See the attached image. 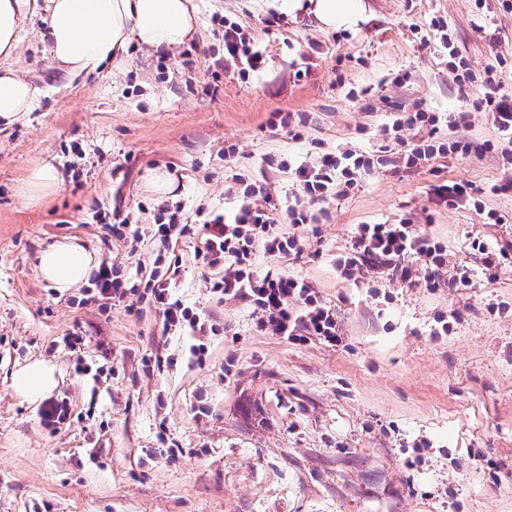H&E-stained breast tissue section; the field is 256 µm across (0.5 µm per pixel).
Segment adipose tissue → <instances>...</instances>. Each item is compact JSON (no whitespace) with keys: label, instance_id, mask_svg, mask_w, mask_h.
Segmentation results:
<instances>
[{"label":"adipose tissue","instance_id":"1","mask_svg":"<svg viewBox=\"0 0 512 512\" xmlns=\"http://www.w3.org/2000/svg\"><path fill=\"white\" fill-rule=\"evenodd\" d=\"M273 6L291 18L309 16L325 30L349 28L364 11L362 0H274ZM36 12L48 21L53 61L72 73L120 66L133 39L158 52L174 51L197 29L190 0H0V57L14 55L25 21ZM37 104L30 81L11 70L0 73V123L17 121ZM91 268V256L75 243L55 246L39 262L42 277L61 291L85 280ZM13 384L23 396L43 398L57 384L55 369L30 362L16 372Z\"/></svg>","mask_w":512,"mask_h":512}]
</instances>
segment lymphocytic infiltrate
I'll return each instance as SVG.
<instances>
[{
	"mask_svg": "<svg viewBox=\"0 0 512 512\" xmlns=\"http://www.w3.org/2000/svg\"><path fill=\"white\" fill-rule=\"evenodd\" d=\"M266 55L255 40L235 22L224 23V62L242 77L261 74ZM493 68H486L482 79H475L470 68H462L455 80L459 87L480 84L482 93L473 102L476 111L486 113L496 131L495 138L443 142L436 132L440 123L435 113L414 109L393 114L385 133L399 137L397 150L383 155L350 148L321 152L297 162L266 157V166L291 173L296 186L294 200L285 208H276L266 182L258 178H236L231 187L237 200L231 216L215 214L201 224L185 223L181 209L168 212L165 222L137 225L119 222L112 233L123 239L130 250H137L144 238L158 240L155 269L144 285L131 284L120 266L105 262L96 272L93 285L99 297L120 300L141 293L157 309L164 333H182L197 337L191 345L188 363H202L208 346L204 336L216 334L218 326L209 316L186 306L174 296L173 271L180 261L169 253L173 239L201 235L203 247L198 255L203 263L224 269L210 290L221 299L248 303L256 318V328L282 338L292 345L311 340L335 346L341 340L336 313L305 279L285 271L259 269L257 252L271 256H302L306 247L303 228L326 221L327 200L348 197L360 180L379 171L399 174L431 166L449 155L467 156L473 151L500 154L512 162V95L498 90ZM412 131V139H401L402 131ZM376 262L390 279L402 282L423 280L429 288H466L472 285L475 271L468 265L448 259V250L421 230L402 220L387 224L357 225L351 246L336 260V268L345 279H355L364 261Z\"/></svg>",
	"mask_w": 512,
	"mask_h": 512,
	"instance_id": "obj_1",
	"label": "lymphocytic infiltrate"
}]
</instances>
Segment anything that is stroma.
I'll return each mask as SVG.
<instances>
[{"mask_svg":"<svg viewBox=\"0 0 512 512\" xmlns=\"http://www.w3.org/2000/svg\"><path fill=\"white\" fill-rule=\"evenodd\" d=\"M350 29L293 21L269 0H192L198 31L177 52L130 41L122 69L72 75L48 53L47 22L35 15L0 71L25 76L37 107L0 125V512H512V266L479 273L472 241L512 243V192L479 206L435 204L436 179L476 187L512 183L500 155L447 159L439 173L377 174L310 233L302 257L257 253L318 287L343 341L302 346L257 331L249 305L210 291L222 271L198 263L200 238H181L176 294L220 324L202 364L155 372L157 357L187 349L163 334L161 317L136 296L99 299L90 281L59 292L39 256L81 244L95 263L148 275L156 246L128 253L95 212L154 224L182 207L231 213V177L265 180L287 202L290 174L266 155L302 158L346 145L373 153L391 113L416 107L470 112V126L441 138L491 139L473 111L478 87L459 91L452 67L494 68L512 94V9L504 0H363ZM238 22L267 55L265 71L241 79L224 64L221 17ZM444 20L446 32L432 30ZM306 113L305 139L272 131L274 113ZM233 156H225L228 146ZM52 165L57 188L30 198L32 172ZM174 181L151 192L148 172ZM510 216L486 223L484 210ZM410 219L475 267L471 287L403 283L361 268L343 278L336 258L357 225ZM83 338L80 353L65 344ZM56 368L51 396L67 399L71 422L40 423L44 400L12 386L19 366ZM101 369L77 373L76 361ZM182 448L156 452L159 425Z\"/></svg>","mask_w":512,"mask_h":512,"instance_id":"1","label":"stroma"}]
</instances>
